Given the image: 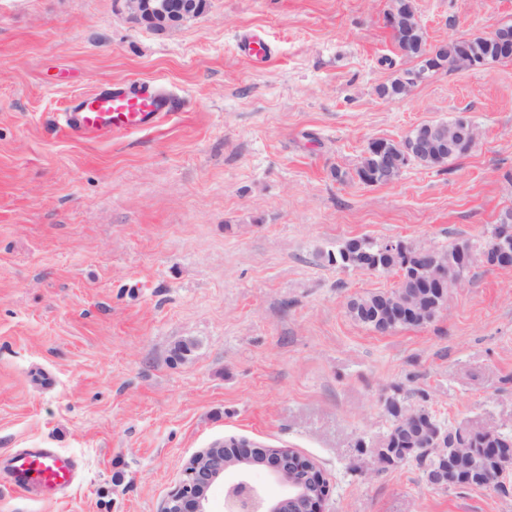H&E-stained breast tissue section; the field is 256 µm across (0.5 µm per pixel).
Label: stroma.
<instances>
[{"label": "stroma", "instance_id": "obj_1", "mask_svg": "<svg viewBox=\"0 0 512 512\" xmlns=\"http://www.w3.org/2000/svg\"><path fill=\"white\" fill-rule=\"evenodd\" d=\"M391 0H208L157 32L123 0H0V512H160L228 437L291 448L325 512H512L493 488L382 466L389 399L449 427L512 434V269L475 266L430 322L380 335L350 297L393 273L327 261L346 239L446 247L512 208V60L409 69ZM429 41L512 22V0H416ZM271 52L249 59L246 34ZM165 85L156 127L79 139L57 123L108 81ZM467 113L475 146L391 184L336 182L369 140ZM23 448L74 457L49 496L19 491Z\"/></svg>", "mask_w": 512, "mask_h": 512}]
</instances>
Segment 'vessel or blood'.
Returning <instances> with one entry per match:
<instances>
[{
	"mask_svg": "<svg viewBox=\"0 0 512 512\" xmlns=\"http://www.w3.org/2000/svg\"><path fill=\"white\" fill-rule=\"evenodd\" d=\"M173 98L149 81L107 84L77 96L63 114L65 130L104 139L151 129L175 112ZM17 488L41 493L72 484L76 462L52 449L17 452L13 458Z\"/></svg>",
	"mask_w": 512,
	"mask_h": 512,
	"instance_id": "1",
	"label": "vessel or blood"
}]
</instances>
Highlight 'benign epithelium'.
Segmentation results:
<instances>
[{"instance_id": "benign-epithelium-1", "label": "benign epithelium", "mask_w": 512, "mask_h": 512, "mask_svg": "<svg viewBox=\"0 0 512 512\" xmlns=\"http://www.w3.org/2000/svg\"><path fill=\"white\" fill-rule=\"evenodd\" d=\"M125 7L131 18L150 28L170 30L200 17L197 0H125ZM487 42L495 45L499 57L512 58V23H502L484 35ZM457 44L456 67L459 69L476 66L477 57L471 52L468 43L461 39ZM446 43H419L416 48V63L427 70L433 64L440 48ZM465 128L470 144L476 142L475 125L470 117L462 113L448 125V135L444 136L436 128H430L428 141L405 136L401 140L374 138L368 147L378 156L377 167L368 173L366 180L373 184L390 179L402 173L406 165L422 155H430L438 160L443 153L457 144L460 128ZM415 255L423 261V267L404 265L398 271V278L421 277L430 287L446 294L458 286L465 273L476 265L489 269L512 268V212L507 210L499 217L498 232L490 244L482 250L462 251L450 258L441 255L435 246L418 245ZM390 315L404 314L413 322L421 324L428 316V309L422 302H395L387 310ZM448 436L439 429L430 431L423 446L433 447L445 457L453 455L456 460H464V454L475 449L459 447L448 449ZM230 467L238 470L239 479L224 487V512H324L323 506L330 494V485L317 467L291 448H266L251 441L237 439L218 442L196 454L184 466V474L189 480L178 483L166 499L161 512H208L207 504L211 487L223 480L224 471ZM254 469L263 470L269 479L282 487V492L271 496L264 487L250 478ZM506 467L496 470L485 467L480 481L491 487L511 473ZM434 486H446L454 482L456 486L469 484L464 474L446 476L437 473L427 479Z\"/></svg>"}]
</instances>
